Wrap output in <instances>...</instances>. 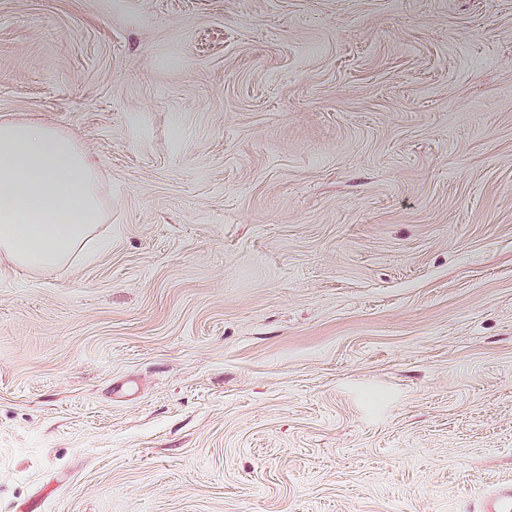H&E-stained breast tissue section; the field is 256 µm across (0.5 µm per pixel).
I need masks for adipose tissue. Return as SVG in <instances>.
Instances as JSON below:
<instances>
[{"label": "adipose tissue", "instance_id": "adipose-tissue-1", "mask_svg": "<svg viewBox=\"0 0 512 512\" xmlns=\"http://www.w3.org/2000/svg\"><path fill=\"white\" fill-rule=\"evenodd\" d=\"M104 222L96 168L70 134L0 121V264L64 267Z\"/></svg>", "mask_w": 512, "mask_h": 512}]
</instances>
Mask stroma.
<instances>
[{
  "label": "stroma",
  "mask_w": 512,
  "mask_h": 512,
  "mask_svg": "<svg viewBox=\"0 0 512 512\" xmlns=\"http://www.w3.org/2000/svg\"><path fill=\"white\" fill-rule=\"evenodd\" d=\"M108 246L0 267V512H468L512 479V0H0V120Z\"/></svg>",
  "instance_id": "35a3bbf8"
}]
</instances>
